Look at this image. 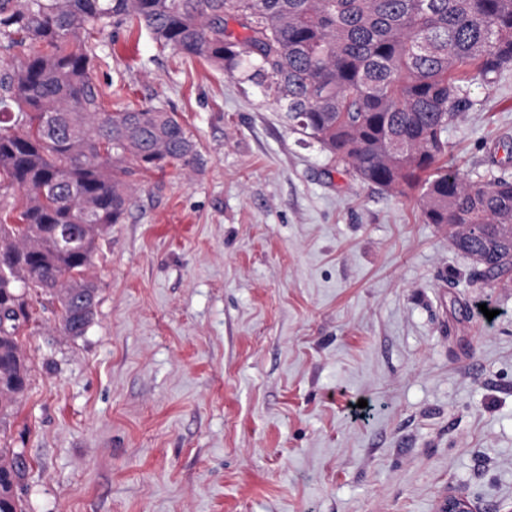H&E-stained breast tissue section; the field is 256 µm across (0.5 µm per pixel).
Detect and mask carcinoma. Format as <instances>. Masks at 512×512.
<instances>
[{"mask_svg":"<svg viewBox=\"0 0 512 512\" xmlns=\"http://www.w3.org/2000/svg\"><path fill=\"white\" fill-rule=\"evenodd\" d=\"M108 20L272 92L361 180L417 193L486 278L512 273V180L465 182L445 163L471 86L512 68V0H0V46L18 52L0 77V425L28 389L27 296L56 306L61 335H84L89 268L130 177L198 161L175 113L99 94L91 39ZM27 470L0 447V512H24Z\"/></svg>","mask_w":512,"mask_h":512,"instance_id":"carcinoma-1","label":"carcinoma"}]
</instances>
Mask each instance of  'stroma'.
Masks as SVG:
<instances>
[{
  "instance_id": "stroma-1",
  "label": "stroma",
  "mask_w": 512,
  "mask_h": 512,
  "mask_svg": "<svg viewBox=\"0 0 512 512\" xmlns=\"http://www.w3.org/2000/svg\"><path fill=\"white\" fill-rule=\"evenodd\" d=\"M94 44L105 101L175 112L201 163L136 176L83 336L34 304L0 438L30 464L26 512L512 504V278L482 280L415 195L337 167L263 88L145 31ZM471 96L448 164L512 179V70Z\"/></svg>"
}]
</instances>
